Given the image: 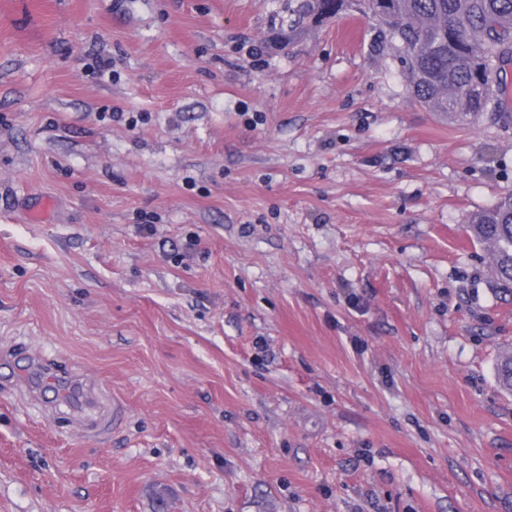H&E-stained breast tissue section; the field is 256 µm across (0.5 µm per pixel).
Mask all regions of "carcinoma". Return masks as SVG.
<instances>
[{"label": "carcinoma", "mask_w": 512, "mask_h": 512, "mask_svg": "<svg viewBox=\"0 0 512 512\" xmlns=\"http://www.w3.org/2000/svg\"><path fill=\"white\" fill-rule=\"evenodd\" d=\"M347 0H304L308 17ZM409 57L414 98L451 120L495 111L506 88L496 79L512 62V0H361ZM492 250L498 284L512 288V193L470 225Z\"/></svg>", "instance_id": "1"}]
</instances>
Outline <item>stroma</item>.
I'll return each instance as SVG.
<instances>
[{
  "instance_id": "stroma-1",
  "label": "stroma",
  "mask_w": 512,
  "mask_h": 512,
  "mask_svg": "<svg viewBox=\"0 0 512 512\" xmlns=\"http://www.w3.org/2000/svg\"><path fill=\"white\" fill-rule=\"evenodd\" d=\"M301 4L0 0V512H512V120ZM474 240L492 250L494 270L502 288H512V193L470 225Z\"/></svg>"
}]
</instances>
